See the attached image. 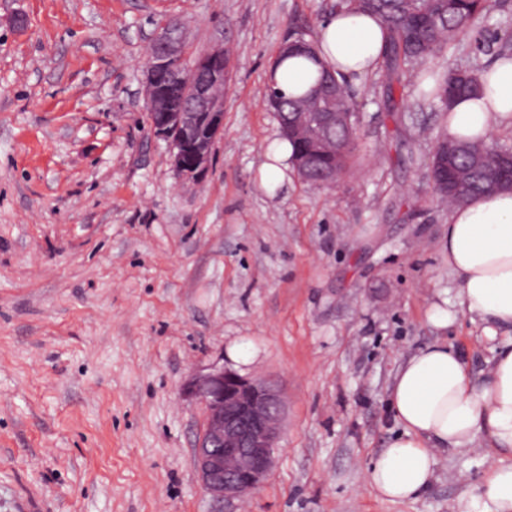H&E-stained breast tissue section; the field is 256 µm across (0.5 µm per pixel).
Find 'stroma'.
<instances>
[{
    "label": "stroma",
    "instance_id": "1",
    "mask_svg": "<svg viewBox=\"0 0 512 512\" xmlns=\"http://www.w3.org/2000/svg\"><path fill=\"white\" fill-rule=\"evenodd\" d=\"M336 0H0V512H210L193 465L192 372L218 362L274 385L282 439L265 486L224 512H462L499 454L436 453L422 496L392 502L366 471L399 431L401 362L445 342L482 376L487 339L448 270V212L427 163L444 111L375 70L348 89L360 121L335 186L287 169L264 102L282 44ZM231 49L224 135L201 185L175 184L152 136L142 65L157 25ZM512 51V0L434 68ZM455 311L434 327L431 303Z\"/></svg>",
    "mask_w": 512,
    "mask_h": 512
}]
</instances>
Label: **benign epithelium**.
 Returning <instances> with one entry per match:
<instances>
[{"instance_id": "obj_1", "label": "benign epithelium", "mask_w": 512, "mask_h": 512, "mask_svg": "<svg viewBox=\"0 0 512 512\" xmlns=\"http://www.w3.org/2000/svg\"><path fill=\"white\" fill-rule=\"evenodd\" d=\"M227 57L221 38L191 55L184 31L169 21L159 28L143 64L148 125L153 136L166 143L171 168L181 184L203 181L213 166L214 146L224 135ZM188 60L193 61L190 72L178 73L177 65ZM358 123L357 112L324 110L301 112L281 124L284 136L311 145L294 158L300 178L336 184V177L318 170L319 158L335 157L338 126L355 129ZM181 394L204 407L193 461L214 512H223L224 504L266 483L282 432V396L268 382L241 376L218 363L187 378Z\"/></svg>"}]
</instances>
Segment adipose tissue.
<instances>
[{
  "label": "adipose tissue",
  "instance_id": "adipose-tissue-1",
  "mask_svg": "<svg viewBox=\"0 0 512 512\" xmlns=\"http://www.w3.org/2000/svg\"><path fill=\"white\" fill-rule=\"evenodd\" d=\"M387 41V29L374 15L340 9L320 22L313 59L277 61L270 75L288 95L304 92L321 68L355 82L377 68ZM481 82L475 95L449 106L448 139H487L499 124H512V60L495 61ZM446 247L464 309L512 328V190L484 193L453 208ZM389 403L402 432L371 462L366 481L388 500L415 499L434 477L437 450L482 443L512 453V347L500 349L477 379L459 352L427 345L397 370ZM466 512H512V464L488 469Z\"/></svg>",
  "mask_w": 512,
  "mask_h": 512
}]
</instances>
